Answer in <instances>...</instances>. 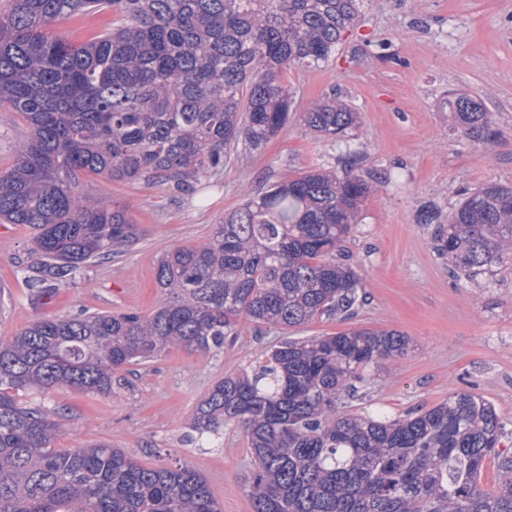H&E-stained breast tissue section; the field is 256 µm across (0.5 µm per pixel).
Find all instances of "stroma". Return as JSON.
<instances>
[{
    "mask_svg": "<svg viewBox=\"0 0 512 512\" xmlns=\"http://www.w3.org/2000/svg\"><path fill=\"white\" fill-rule=\"evenodd\" d=\"M288 80L297 111L334 94L358 112L349 143L306 131L296 111L261 151L238 146L237 161L191 197L87 179L83 193L110 195L142 236L46 304L33 298L18 270L32 230L0 224V336L38 317L84 309L151 313L162 299L156 265L163 252L208 240L225 214L293 171L343 172L342 156L353 148L371 193L344 249L365 301L350 319L316 320L295 336L360 327L411 338L408 354L368 385L365 399L349 402L350 412L371 405L402 416L471 388L512 431V265L479 283L454 276L436 250L434 225L417 221L427 207L448 214L461 194L486 183L512 184V0H364L359 26L345 33L335 57L319 68L290 70ZM451 91L481 99L493 112L495 140L455 129L443 107ZM283 338L281 330L244 320L223 349L171 350L128 366L115 375L110 395L53 388L39 400L62 414L55 445L103 441L147 466L186 465L206 479L223 512H251L242 432L225 427L223 440L201 448L184 442V426L217 380Z\"/></svg>",
    "mask_w": 512,
    "mask_h": 512,
    "instance_id": "1",
    "label": "stroma"
}]
</instances>
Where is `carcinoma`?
<instances>
[{
    "label": "carcinoma",
    "instance_id": "cac0c4a2",
    "mask_svg": "<svg viewBox=\"0 0 512 512\" xmlns=\"http://www.w3.org/2000/svg\"><path fill=\"white\" fill-rule=\"evenodd\" d=\"M360 0H10L0 14V106L30 135L0 171V223L35 230L26 282L40 299L97 259L136 244L124 206L80 191L90 177L190 196L224 173L232 148H262L287 124L290 69L318 68L355 27ZM112 8L80 45L59 22ZM457 128L497 138L479 99L444 102ZM359 116L325 97L304 128L339 140ZM300 171L224 216L211 240L163 253V299L150 314L38 317L0 336V512H222L184 466H145L105 442L56 448L59 413L24 399L58 386L112 393V375L171 349L209 353L240 321L283 331L346 319L359 302L341 244L370 193L356 172ZM455 275L478 282L512 256V184L468 192L436 236ZM394 329L289 336L214 383L189 440L240 428L252 457V512H512V477L481 485L506 438L495 406L454 391L391 418L352 414L370 375L411 350Z\"/></svg>",
    "mask_w": 512,
    "mask_h": 512
}]
</instances>
